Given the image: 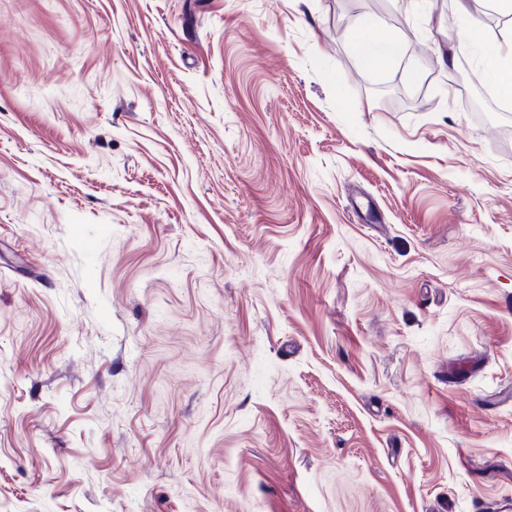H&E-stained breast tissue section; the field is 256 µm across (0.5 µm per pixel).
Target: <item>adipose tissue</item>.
<instances>
[{"label": "adipose tissue", "mask_w": 512, "mask_h": 512, "mask_svg": "<svg viewBox=\"0 0 512 512\" xmlns=\"http://www.w3.org/2000/svg\"><path fill=\"white\" fill-rule=\"evenodd\" d=\"M457 38L459 47L478 49L491 85L502 97L512 98V35L502 40L487 38L481 22L473 19L459 30Z\"/></svg>", "instance_id": "obj_1"}]
</instances>
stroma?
<instances>
[{"instance_id": "obj_1", "label": "stroma", "mask_w": 512, "mask_h": 512, "mask_svg": "<svg viewBox=\"0 0 512 512\" xmlns=\"http://www.w3.org/2000/svg\"><path fill=\"white\" fill-rule=\"evenodd\" d=\"M465 16L0 0V512L512 498V114ZM370 28V22L365 21L360 30L358 36L357 48L361 63L366 66H372L379 60L389 59L390 57L397 55L401 51V43L395 35H389L383 44L382 52L380 54L375 53L368 44V39L365 34Z\"/></svg>"}]
</instances>
